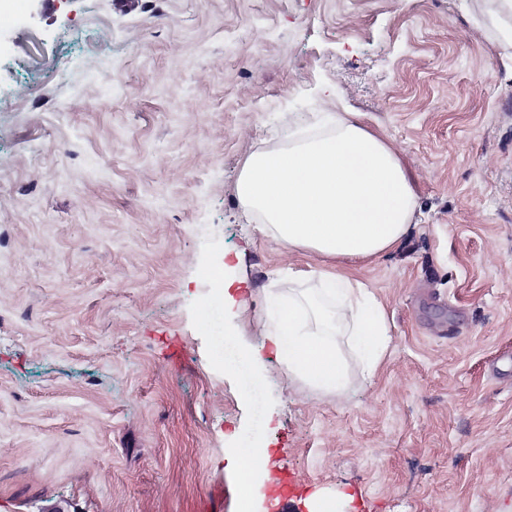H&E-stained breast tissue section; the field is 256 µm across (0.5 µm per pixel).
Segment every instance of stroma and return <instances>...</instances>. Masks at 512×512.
Here are the masks:
<instances>
[{
  "mask_svg": "<svg viewBox=\"0 0 512 512\" xmlns=\"http://www.w3.org/2000/svg\"><path fill=\"white\" fill-rule=\"evenodd\" d=\"M485 10L0 0V512H241L249 443L296 483L284 508L259 479L252 512H512V47ZM322 112L361 114L417 192L398 246L339 266L390 332L341 394L262 351L268 291L323 263L233 195Z\"/></svg>",
  "mask_w": 512,
  "mask_h": 512,
  "instance_id": "obj_1",
  "label": "stroma"
}]
</instances>
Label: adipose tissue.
<instances>
[{"mask_svg":"<svg viewBox=\"0 0 512 512\" xmlns=\"http://www.w3.org/2000/svg\"><path fill=\"white\" fill-rule=\"evenodd\" d=\"M233 193L260 233L332 263L318 274V294L292 288L287 299L268 298L266 345L289 377L346 390L347 347L363 378L373 377L390 336L383 309L336 264L388 252L407 236L417 196L398 153L360 121L330 115L307 135L289 133L287 146L251 153Z\"/></svg>","mask_w":512,"mask_h":512,"instance_id":"1","label":"adipose tissue"}]
</instances>
